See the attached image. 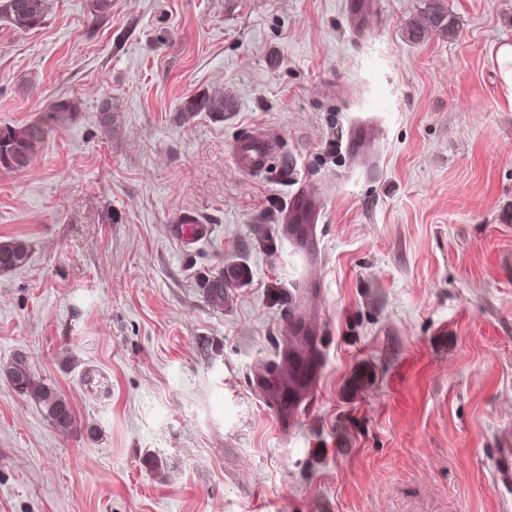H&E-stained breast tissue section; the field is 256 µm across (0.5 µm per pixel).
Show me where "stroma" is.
<instances>
[{"label": "stroma", "mask_w": 512, "mask_h": 512, "mask_svg": "<svg viewBox=\"0 0 512 512\" xmlns=\"http://www.w3.org/2000/svg\"><path fill=\"white\" fill-rule=\"evenodd\" d=\"M0 17V512H512V0H48ZM224 97V112L186 102ZM112 101V125L99 123ZM58 100L75 111L47 115ZM266 173L235 161L256 128ZM320 213L287 231L290 199ZM185 213L210 231L169 233ZM248 279L210 305L204 280ZM313 355L296 414L255 380ZM106 382L89 386L86 369ZM47 0H3L0 13L15 27L23 30L40 27L47 15ZM442 0H430L427 6V18L429 26L442 34H449L452 26L448 21V13L441 4ZM491 56L498 70L503 98L512 105V43H497L491 49ZM47 132L42 119L24 125H0V169L13 172L27 169ZM27 261V249L17 241H0V271L22 267ZM0 371L11 381L21 394H33L46 409L53 424L61 431H69L74 425V414L70 404L61 394L49 387L35 388L29 363L21 356H14Z\"/></svg>", "instance_id": "1"}]
</instances>
